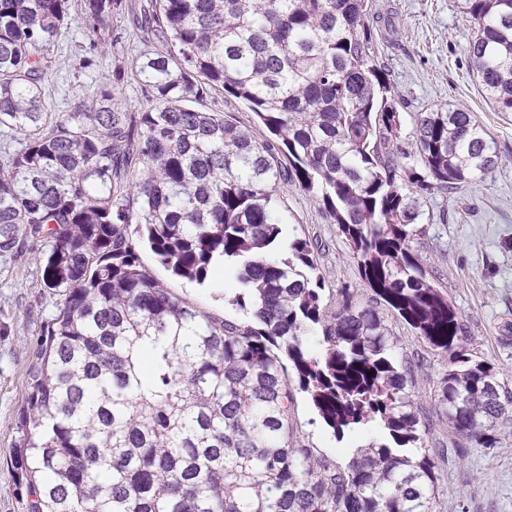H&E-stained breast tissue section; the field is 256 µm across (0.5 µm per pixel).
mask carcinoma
<instances>
[{"label":"carcinoma","instance_id":"carcinoma-1","mask_svg":"<svg viewBox=\"0 0 512 512\" xmlns=\"http://www.w3.org/2000/svg\"><path fill=\"white\" fill-rule=\"evenodd\" d=\"M466 49L497 112H512V0H458ZM122 0H0V256L44 249L60 296L43 323L12 468L28 512H439L448 449L512 435V377L470 353L456 309L414 254L420 199L482 183L497 147L470 110L419 112L403 135L379 62L377 0H150L137 27L163 49L133 60L152 105L130 112L106 75L67 112L45 94L51 55L95 35ZM238 100L266 130L209 108ZM289 167H284L282 158ZM298 182L350 248L368 304H324L304 239L278 201ZM138 225V236L129 233ZM236 282V322L206 316L141 262ZM385 308L451 357L431 443L414 371ZM321 329L319 349L303 340ZM306 394L336 439L380 430L348 462L306 443Z\"/></svg>","mask_w":512,"mask_h":512}]
</instances>
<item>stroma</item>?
Here are the masks:
<instances>
[{"label": "stroma", "mask_w": 512, "mask_h": 512, "mask_svg": "<svg viewBox=\"0 0 512 512\" xmlns=\"http://www.w3.org/2000/svg\"><path fill=\"white\" fill-rule=\"evenodd\" d=\"M381 21L393 31L379 39V60L400 98L404 132L415 116L448 105L474 113L494 140L502 158L499 169L483 183L421 199L419 221L426 234L412 244L421 262L436 276L465 325L469 348L481 359L512 372V112L492 109L475 81L465 48L475 31L473 19L453 0H379ZM97 65L84 70L78 57L88 43L80 26H72L61 51L52 56V77L45 84L54 111H68L89 95L102 76L119 71L126 77L120 97L130 111L148 107L149 99L129 77L136 56L159 49L133 29L124 13L114 14L99 35ZM282 205L287 238L310 241L325 279V300L349 286L367 301L348 245L329 215L299 185H289ZM144 267L175 295L209 316L242 319L229 305L232 282L214 276L202 284L175 278L149 251ZM42 256L31 251L20 260L0 257V512H27L28 494L17 486L12 469L20 439L18 411L27 395L28 370L41 327L54 311L56 295L41 279ZM404 350L424 357L417 386L425 408L434 406L430 391L448 368L437 355L398 324ZM293 415L307 443L332 460L346 461L347 448L361 437L336 440L304 393H296ZM443 485V512H512V438L498 448H473L466 457L449 454Z\"/></svg>", "instance_id": "1"}]
</instances>
